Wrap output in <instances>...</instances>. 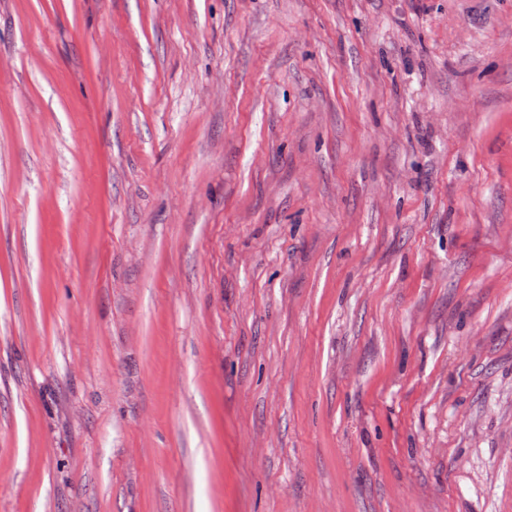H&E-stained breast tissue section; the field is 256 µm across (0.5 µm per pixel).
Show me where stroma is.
Returning a JSON list of instances; mask_svg holds the SVG:
<instances>
[{"mask_svg": "<svg viewBox=\"0 0 512 512\" xmlns=\"http://www.w3.org/2000/svg\"><path fill=\"white\" fill-rule=\"evenodd\" d=\"M0 512H512V0H0Z\"/></svg>", "mask_w": 512, "mask_h": 512, "instance_id": "stroma-1", "label": "stroma"}]
</instances>
